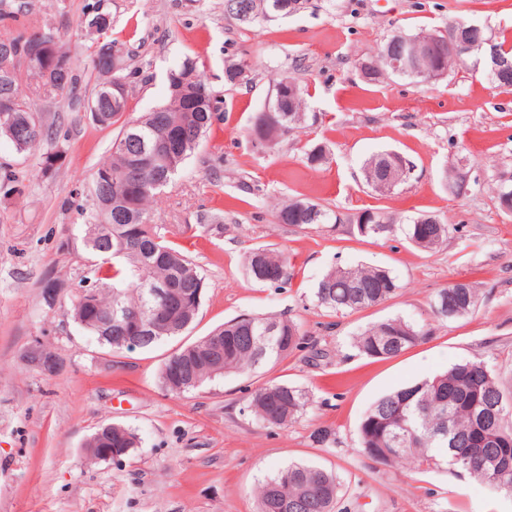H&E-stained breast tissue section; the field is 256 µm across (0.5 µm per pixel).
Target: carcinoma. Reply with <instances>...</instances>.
<instances>
[{"instance_id":"1","label":"carcinoma","mask_w":512,"mask_h":512,"mask_svg":"<svg viewBox=\"0 0 512 512\" xmlns=\"http://www.w3.org/2000/svg\"><path fill=\"white\" fill-rule=\"evenodd\" d=\"M282 0H224V12L247 26H260L283 16L277 10ZM33 25L28 11L3 8L0 0V93L15 100L13 125L23 127L33 120L30 98L18 90L19 75L25 74L35 89L53 93V85L44 80L48 65L38 56L4 49L22 41L41 38L54 43L56 74H68L70 83L62 86L64 94L75 95L74 55L59 43L50 31L29 30ZM84 25L93 34L88 48L89 62L99 83L88 108L99 110L94 123L107 128L117 124L127 111L128 98L116 95L112 86L125 84L132 76L126 43L112 37V22L102 11L100 0L86 5ZM167 102L147 113L141 120L121 126L112 151L95 173L90 199L92 211L82 229L83 248L91 255L90 282L98 289L102 310L135 308L140 310L141 348L150 349L160 342L182 335L198 313L205 277L175 243L149 223L150 204L198 149L217 117L211 106L218 104L206 83L197 60L186 57L166 76ZM292 82L285 76L275 86L273 100L278 102L275 117L280 133L301 122L303 90L289 96L281 88ZM179 130L183 139L180 150L166 164L126 167L125 152L149 155L152 145L167 130ZM392 152L380 151L364 165L367 183L385 191ZM108 173L112 182L99 181ZM379 224L357 225L363 237L390 238L403 230L406 239L417 248L433 252L445 247L450 233L447 224H421L413 217L401 226L385 211H377ZM280 224L296 227L327 224L331 212L322 205L300 200L286 201L276 210ZM287 257L279 250L264 246L247 257V270L255 275L261 268L262 283L280 287L288 283ZM164 284L174 287L182 303L171 308L167 322L153 321L151 290ZM399 290L391 272L377 267L330 268L318 282L315 298L318 306L330 312H356L377 306ZM456 308L453 318L469 315L479 302L478 288L469 282L459 288L451 284L434 297L432 311L440 316L442 297ZM79 326L98 343L119 350L110 336L123 328L113 321L104 330L94 320ZM424 325L394 316L374 324L353 336V345L370 359H392L427 340ZM304 348L299 326L280 316H246L225 323L210 335L193 342V348L179 359L183 382H175L171 361L161 370V383L173 395L195 390L228 371L256 372L261 367L283 361ZM310 405L303 388L288 383H273L256 389L248 409L268 428L286 427L298 420ZM360 447L383 449L378 462L413 473L443 458L450 469L466 475L491 490L512 497V381H505L481 358L461 361L447 371L393 391L364 413L359 425ZM139 437L127 426L114 424L112 430L93 433L87 447L135 448ZM336 474L308 463L291 462L266 477L258 486L259 512H333L338 498Z\"/></svg>"}]
</instances>
